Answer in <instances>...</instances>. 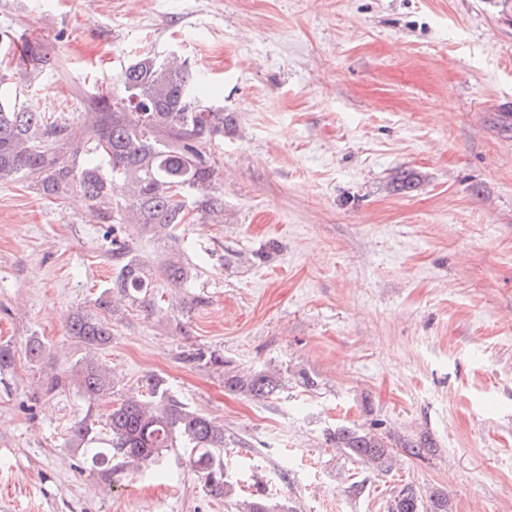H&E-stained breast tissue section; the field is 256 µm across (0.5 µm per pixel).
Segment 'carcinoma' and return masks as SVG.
I'll return each instance as SVG.
<instances>
[{
    "instance_id": "carcinoma-1",
    "label": "carcinoma",
    "mask_w": 512,
    "mask_h": 512,
    "mask_svg": "<svg viewBox=\"0 0 512 512\" xmlns=\"http://www.w3.org/2000/svg\"><path fill=\"white\" fill-rule=\"evenodd\" d=\"M15 67L42 72L53 66L43 43L21 38ZM6 74H0V182L26 177L39 193L58 196L76 188L92 203L97 217L112 222V284L94 301L97 312L77 310L67 319L66 332L85 350L65 374H54L45 383L53 394L74 387L89 405L105 403L106 413L87 415L68 428L69 446L101 448L93 455L106 474L124 468H144L159 462L163 451L176 445L185 448L190 471L207 493L221 499L230 492L224 460L217 451L236 441L226 436L224 425L191 409L156 374L142 377L134 386L121 388L115 376L94 351L112 343V321L123 318L122 303L153 311L155 278L183 284L190 267L180 257H171L160 268L150 265L137 252L132 239L115 225L134 224L143 236L178 239L184 223L188 195L204 217L224 213V202L209 193L214 169L200 149L202 143L224 137L235 128L230 112H217L195 100L197 79L186 63L160 62L142 56L119 76L129 112H113L105 95L98 96L99 117L92 129L90 146L63 120L28 106L20 95L1 91ZM398 193L413 191L417 176L397 170L391 178ZM124 193L125 205L113 206L115 191ZM26 357L38 363L45 357L42 340L33 336ZM181 360L212 371L222 379L224 390L255 402H269L288 391L290 379L307 390L317 380L305 371L293 375L276 368L251 369L235 366L224 354L203 346H191ZM325 442L375 472L390 471L398 449L414 457L433 447L431 440L399 441L365 427L338 424L325 434ZM238 512H288L285 505L258 492L235 504ZM387 512H452L448 494L435 491L424 498L405 485L388 504Z\"/></svg>"
}]
</instances>
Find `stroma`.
<instances>
[{
    "label": "stroma",
    "mask_w": 512,
    "mask_h": 512,
    "mask_svg": "<svg viewBox=\"0 0 512 512\" xmlns=\"http://www.w3.org/2000/svg\"><path fill=\"white\" fill-rule=\"evenodd\" d=\"M1 31L40 39L55 66L31 78L0 50V73L83 132L141 55L181 58L205 80L197 101L234 113L236 133L202 145L222 221L190 212L174 243L125 228L153 263L188 260L189 282L157 281L153 314L129 307L98 356L126 385L165 377L237 444L220 452L227 499L184 449L165 452L164 477L107 478L67 445L105 407L42 383L81 357L65 322L110 283L112 245L80 193L0 182V344L15 352L0 512H234L260 489L290 512H386L407 483L453 512H512V16L496 0H0ZM399 168L413 192L390 189ZM190 345L318 385L249 401L182 363ZM339 421L434 447L377 473L325 443Z\"/></svg>",
    "instance_id": "stroma-1"
}]
</instances>
